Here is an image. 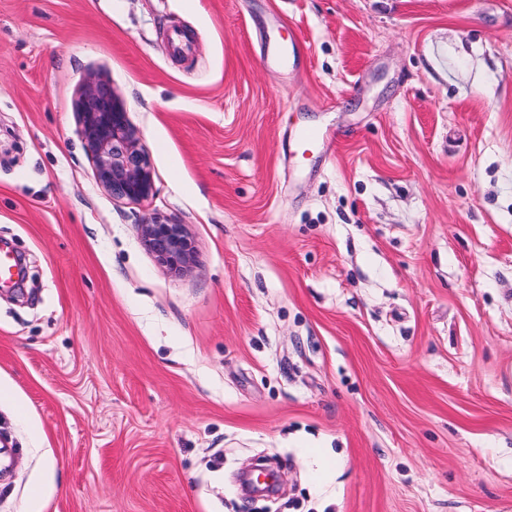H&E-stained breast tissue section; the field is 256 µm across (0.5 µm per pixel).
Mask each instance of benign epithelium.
<instances>
[{"label": "benign epithelium", "instance_id": "benign-epithelium-1", "mask_svg": "<svg viewBox=\"0 0 512 512\" xmlns=\"http://www.w3.org/2000/svg\"><path fill=\"white\" fill-rule=\"evenodd\" d=\"M81 134L99 184L112 195L139 200L152 195L153 178L127 113L108 84L92 78L80 96ZM141 242L170 271L183 273L194 263V247L181 224L157 220L138 225Z\"/></svg>", "mask_w": 512, "mask_h": 512}]
</instances>
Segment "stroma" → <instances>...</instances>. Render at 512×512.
Wrapping results in <instances>:
<instances>
[{
  "instance_id": "1",
  "label": "stroma",
  "mask_w": 512,
  "mask_h": 512,
  "mask_svg": "<svg viewBox=\"0 0 512 512\" xmlns=\"http://www.w3.org/2000/svg\"><path fill=\"white\" fill-rule=\"evenodd\" d=\"M0 247V512H512V0H0ZM79 108L82 138L99 184L117 197L139 200L152 195L147 157L108 84L95 77L88 80ZM138 231L144 247L170 271L183 273L193 266L194 247L183 225L151 220L139 224Z\"/></svg>"
}]
</instances>
